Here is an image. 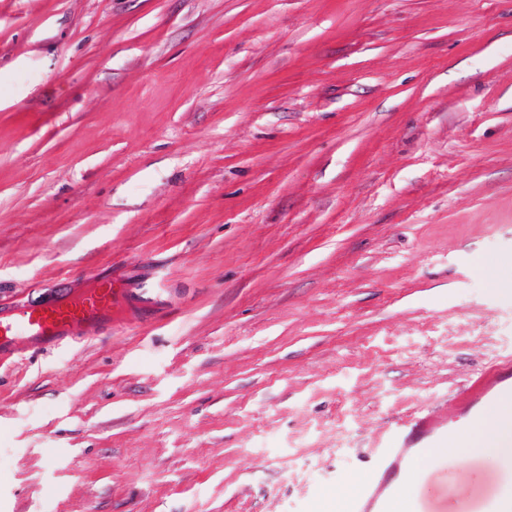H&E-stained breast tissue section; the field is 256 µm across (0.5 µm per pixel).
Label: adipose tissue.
Listing matches in <instances>:
<instances>
[{
	"label": "adipose tissue",
	"instance_id": "ef3b65f1",
	"mask_svg": "<svg viewBox=\"0 0 512 512\" xmlns=\"http://www.w3.org/2000/svg\"><path fill=\"white\" fill-rule=\"evenodd\" d=\"M452 446L464 454L483 452L500 468H512V398H501L489 415L456 432Z\"/></svg>",
	"mask_w": 512,
	"mask_h": 512
}]
</instances>
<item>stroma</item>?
<instances>
[{
    "label": "stroma",
    "mask_w": 512,
    "mask_h": 512,
    "mask_svg": "<svg viewBox=\"0 0 512 512\" xmlns=\"http://www.w3.org/2000/svg\"><path fill=\"white\" fill-rule=\"evenodd\" d=\"M512 0H0V302L164 281L0 367V512H348L512 355Z\"/></svg>",
    "instance_id": "35a3bbf8"
}]
</instances>
